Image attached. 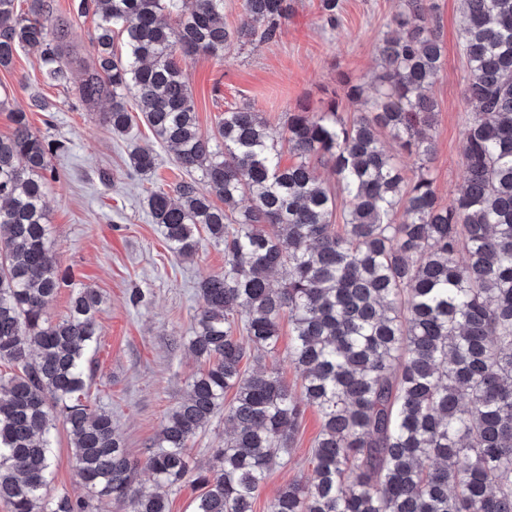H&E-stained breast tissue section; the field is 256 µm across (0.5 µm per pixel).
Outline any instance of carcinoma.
Masks as SVG:
<instances>
[{
	"mask_svg": "<svg viewBox=\"0 0 512 512\" xmlns=\"http://www.w3.org/2000/svg\"><path fill=\"white\" fill-rule=\"evenodd\" d=\"M461 2L465 98L476 112L464 132L465 187L444 206L426 167L435 151L424 133L436 112L429 89L443 64L430 0H400L378 47L374 92L343 77L323 111L288 113L280 137L253 107L237 106L211 138L199 132L180 59L221 58L236 36L274 40L288 0H243L248 24L235 34L224 0H194L187 11L182 0H73L78 16L97 19L96 61L79 99H107L103 123L121 137L135 100L155 139L198 174L173 197L151 192L148 213L178 259H193L204 237L224 246V271L198 283L187 341L208 366L140 462L90 399L101 295L80 288L65 318L45 317L65 279L45 206L58 147L25 110L11 112L13 131L0 137V362L18 369L0 376V501L11 512H90L95 498L125 512H169L164 495L139 484L143 469L159 488L194 477L204 491L193 512H253L308 407L322 419L315 478L280 489L267 512H512V0ZM67 36L51 0H30L25 17L0 0V68L22 48L47 83L65 86ZM343 96L364 104L350 121L338 114ZM382 130L419 161L412 177L384 149ZM285 145L298 158L288 167ZM128 156L137 175L156 168L149 147L130 142ZM314 159L336 174L337 191L319 180ZM243 196L250 206L241 212ZM285 266L288 280L274 284ZM285 314L299 397L277 372L243 368L276 349ZM221 412L230 432L195 474L190 444ZM59 418L83 499L47 494Z\"/></svg>",
	"mask_w": 512,
	"mask_h": 512,
	"instance_id": "cac0c4a2",
	"label": "carcinoma"
}]
</instances>
